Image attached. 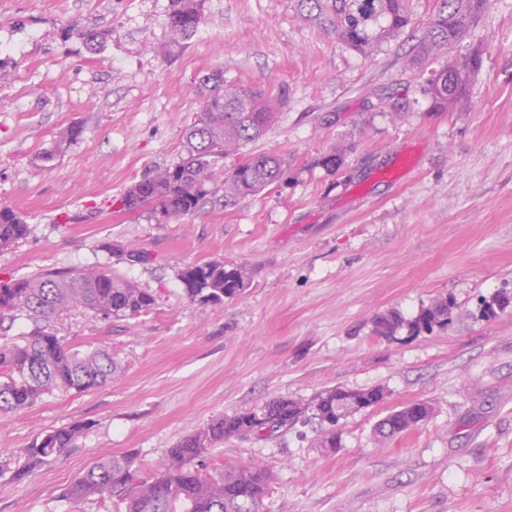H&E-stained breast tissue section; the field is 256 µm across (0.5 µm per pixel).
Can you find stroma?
Returning a JSON list of instances; mask_svg holds the SVG:
<instances>
[{
	"instance_id": "35a3bbf8",
	"label": "stroma",
	"mask_w": 512,
	"mask_h": 512,
	"mask_svg": "<svg viewBox=\"0 0 512 512\" xmlns=\"http://www.w3.org/2000/svg\"><path fill=\"white\" fill-rule=\"evenodd\" d=\"M170 0H0V206L27 238L0 249V280L98 267L158 297L151 313L103 320L84 309L54 332L105 347L111 382L56 390L0 416V461L24 462L47 432L75 423L74 448L24 481L0 477V512H116L111 499L66 493L102 455L136 453L139 473L223 414L327 387H384L380 405L342 420L341 446L317 423L233 438L209 467L262 464L264 512H512V306L479 316L481 298L512 294V0H491L449 57L481 67L469 107L437 112L412 58L437 0H409L412 21L366 58L302 18L291 0H205L188 40L167 42ZM111 31L98 48L71 25ZM278 96L277 119L248 151L288 162L284 183L234 203L215 194L162 221L117 213L131 184L178 162L202 79ZM76 126L80 134L61 140ZM345 149L344 166L318 163ZM53 152L51 166L40 160ZM117 245L153 260L131 265ZM221 261L249 284L221 306L190 303L179 271ZM453 302L447 329L388 342L372 320L414 318ZM425 401L416 429L376 443L392 410Z\"/></svg>"
}]
</instances>
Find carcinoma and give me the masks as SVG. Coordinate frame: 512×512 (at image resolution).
Here are the masks:
<instances>
[{
    "instance_id": "1",
    "label": "carcinoma",
    "mask_w": 512,
    "mask_h": 512,
    "mask_svg": "<svg viewBox=\"0 0 512 512\" xmlns=\"http://www.w3.org/2000/svg\"><path fill=\"white\" fill-rule=\"evenodd\" d=\"M490 0H438V9L423 28L415 61L448 54L461 42ZM300 12L337 40L365 57L374 56L382 44L409 25L408 0H297ZM204 0H171L167 29L169 42L191 37L203 24ZM481 66L474 51L448 59V66L434 71L426 92L433 109L451 112L463 100L467 82ZM203 95L193 122L185 131L186 157L161 168L132 185L118 200L117 212L135 214L149 209L164 220L194 214L206 199L224 189V201L253 197L281 183L288 162L275 154H245L243 148L261 138L276 118L278 100L257 90L224 83L215 70L205 76ZM240 156L230 169L218 168L229 156ZM29 225L8 206L0 207V248L26 238ZM119 256L140 265L152 261L139 247ZM184 292L192 303L217 306L241 295L247 273L226 268L222 261L192 263L179 273ZM157 306V298L118 274L94 269L46 271L16 280L0 281V324L25 316L33 329L25 343L0 344V413L23 410L39 397L59 388L82 392L112 379L118 364L112 352L99 348L80 352L68 346L50 328L51 319L71 309L84 308L102 319H135ZM451 303L440 299L408 320L396 311L378 316L374 335L395 341L406 331L412 338L438 327H448ZM349 396L366 410L387 398L382 387L345 389L332 387L304 402L276 397L258 409L226 414L184 437L165 450L160 467L139 478L131 455L104 456L78 476L67 491L75 502L94 497L116 501L120 512H262L269 486L267 470L255 464L233 465L211 472L204 454L226 439L272 434L300 421L314 419L326 426L320 444L327 451L338 448L337 397ZM432 413L429 403H412L387 414L375 425L378 440L386 441L412 430ZM84 430L73 424L52 430L25 449V463L18 468L0 463V475L21 481L44 463L62 456Z\"/></svg>"
}]
</instances>
